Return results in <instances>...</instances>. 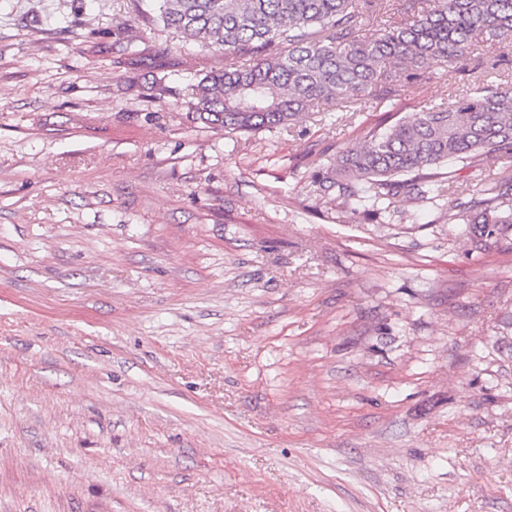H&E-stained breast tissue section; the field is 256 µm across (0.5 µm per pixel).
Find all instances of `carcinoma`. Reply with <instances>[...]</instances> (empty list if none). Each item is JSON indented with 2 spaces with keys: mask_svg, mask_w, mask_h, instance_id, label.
I'll use <instances>...</instances> for the list:
<instances>
[{
  "mask_svg": "<svg viewBox=\"0 0 512 512\" xmlns=\"http://www.w3.org/2000/svg\"><path fill=\"white\" fill-rule=\"evenodd\" d=\"M157 19L187 44L224 54L193 88L192 113L207 127L283 129L322 106L392 99L388 71L409 82L470 59L482 36L512 44V0H403L400 20L364 33L362 15L383 0H154ZM364 141L336 152L324 181L336 199L374 211L424 197L450 161L512 153V86L478 85L445 105L392 115ZM504 192L448 211L483 240L512 228Z\"/></svg>",
  "mask_w": 512,
  "mask_h": 512,
  "instance_id": "obj_1",
  "label": "carcinoma"
}]
</instances>
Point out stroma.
<instances>
[{"label": "stroma", "instance_id": "obj_1", "mask_svg": "<svg viewBox=\"0 0 512 512\" xmlns=\"http://www.w3.org/2000/svg\"><path fill=\"white\" fill-rule=\"evenodd\" d=\"M219 57L0 0V512H512V229L448 219L512 156L386 219L316 176L512 46L256 134L188 116Z\"/></svg>", "mask_w": 512, "mask_h": 512}]
</instances>
